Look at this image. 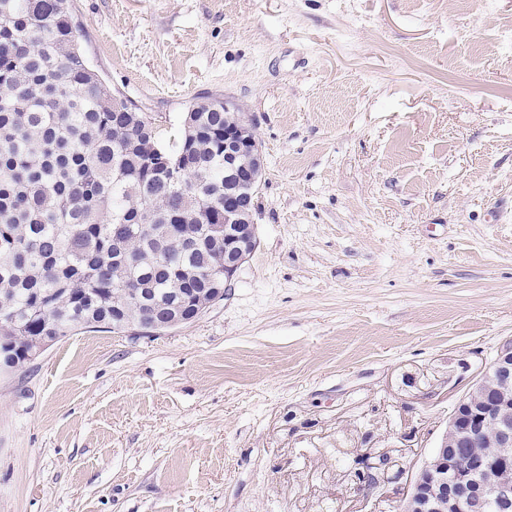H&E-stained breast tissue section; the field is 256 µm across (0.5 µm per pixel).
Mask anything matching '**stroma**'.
Returning a JSON list of instances; mask_svg holds the SVG:
<instances>
[{"instance_id":"35a3bbf8","label":"stroma","mask_w":512,"mask_h":512,"mask_svg":"<svg viewBox=\"0 0 512 512\" xmlns=\"http://www.w3.org/2000/svg\"><path fill=\"white\" fill-rule=\"evenodd\" d=\"M173 141L252 112L257 245L160 335L0 372V512H402L512 339V0H72Z\"/></svg>"}]
</instances>
